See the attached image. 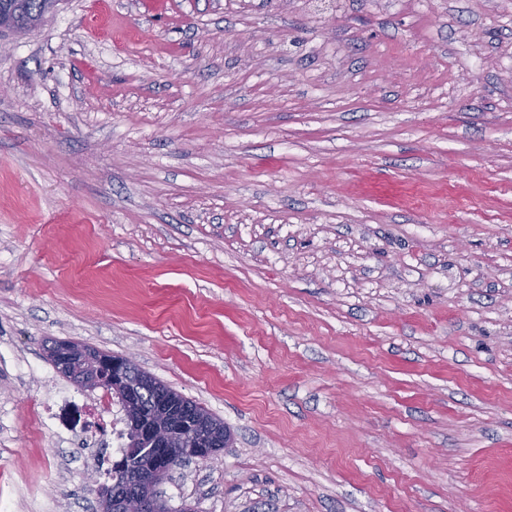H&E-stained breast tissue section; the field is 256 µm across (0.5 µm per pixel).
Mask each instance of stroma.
I'll return each mask as SVG.
<instances>
[{"instance_id": "1", "label": "stroma", "mask_w": 512, "mask_h": 512, "mask_svg": "<svg viewBox=\"0 0 512 512\" xmlns=\"http://www.w3.org/2000/svg\"><path fill=\"white\" fill-rule=\"evenodd\" d=\"M79 341L233 434L172 512H512V0H60L0 35V506Z\"/></svg>"}]
</instances>
